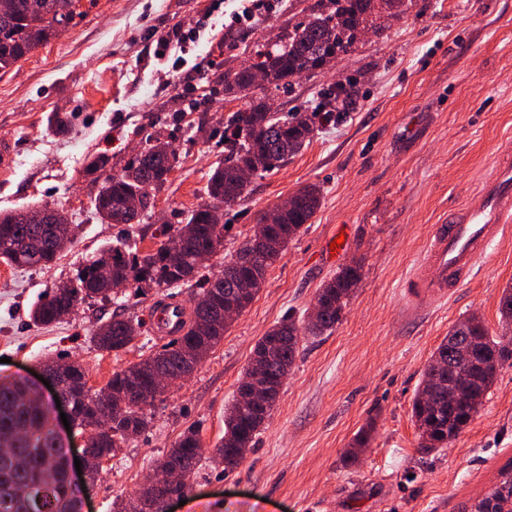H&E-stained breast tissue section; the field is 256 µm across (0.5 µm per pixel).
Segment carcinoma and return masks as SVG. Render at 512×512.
I'll return each instance as SVG.
<instances>
[{"mask_svg":"<svg viewBox=\"0 0 512 512\" xmlns=\"http://www.w3.org/2000/svg\"><path fill=\"white\" fill-rule=\"evenodd\" d=\"M11 9L0 13V72L11 68L36 48L57 37L82 12L63 11L62 0H41L38 8L32 0H10ZM412 0H325L294 24L284 39L256 52V60L234 71L224 73V96L240 101L224 127V162L209 177L207 201L190 211L186 223L176 229L163 224L156 231L165 240L151 251L141 253L129 240L118 241L102 255L87 261L68 283L55 289L30 310L36 323L48 325L72 314L80 305L100 299L111 300L120 308L128 306L133 297L154 288H197L193 298L203 299L208 318L203 326L194 328L191 314L180 321L182 333L159 349L141 355L139 361L112 373L101 388L87 385L86 370L79 362H56L64 390L73 401V430L80 433L101 459L117 455L134 438L149 427L151 410L159 395L150 392L154 376L166 371L173 376L185 372L188 363L200 365L209 353L224 340L227 325L220 315L224 308L244 310L255 294L243 295L238 279L224 274L205 276L199 271L197 256L202 251L213 255L224 247V209L244 198L248 183L239 180V162L247 161L253 175H261L288 157L299 153L309 141L319 115L330 121L346 111L351 90L336 88L334 100H343L339 108L327 101L329 110L317 108L310 114L291 119L278 116L253 97L252 69L264 72V83L273 88H286L297 70L316 68L329 54L350 52L369 19L383 12L401 13ZM178 157L172 145L161 138L147 137L146 146L129 159L120 171H107L110 158L97 154L88 162L85 173L101 187L93 200L96 214L103 224H141L154 207L153 191L162 186L176 167ZM136 195L140 207L130 210L129 197ZM292 209L280 215L266 228L271 247L256 251L245 241L226 267L236 268L246 279H265L269 268L280 258L288 242L308 223L321 205L320 189L311 184L295 194ZM32 211L16 209L0 213V260L29 267H47L71 242L67 224H35ZM361 280V265L352 262L336 277L320 288L317 298L323 302L321 319L307 323L303 330L319 336L339 323L350 293ZM124 283L133 289L119 293L116 285ZM503 328H512V286L504 288L499 302ZM142 319L124 312L99 325L93 341L103 351L118 353L135 346L143 338ZM296 322L286 317L274 325L258 341L250 367L237 388L234 402L224 414V437L215 448V458L224 470L236 468L253 446L265 421L277 402L274 393L264 404L242 400V393L254 374V366L263 369L275 380L288 376L300 339ZM505 336H492L482 322L466 318L456 323L432 354L422 382L416 392L412 416L418 428L421 447L430 452L445 448L473 420L477 411L458 408L448 411L447 392L443 387L432 390L431 377L436 364L445 360L452 364L461 351L470 346L489 357L478 371L477 380H467L463 387L473 389V397L484 399L505 365L512 366V351L504 345ZM370 428L361 429L346 450L343 461L354 463L356 449L367 447ZM10 449L0 456V512H80L81 493L67 479L68 461L58 434L51 427V411L25 380L0 383V447ZM201 442L196 428L183 431L159 461L157 468L179 467L191 475L201 460ZM41 487V501L27 489Z\"/></svg>","mask_w":512,"mask_h":512,"instance_id":"carcinoma-1","label":"carcinoma"}]
</instances>
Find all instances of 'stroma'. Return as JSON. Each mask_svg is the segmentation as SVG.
I'll return each mask as SVG.
<instances>
[{"instance_id":"35a3bbf8","label":"stroma","mask_w":512,"mask_h":512,"mask_svg":"<svg viewBox=\"0 0 512 512\" xmlns=\"http://www.w3.org/2000/svg\"><path fill=\"white\" fill-rule=\"evenodd\" d=\"M81 17L0 73V137L26 165L0 169V210L51 207L71 219L73 243L50 267L0 262V381L39 372L66 356L83 364L89 386L137 362L89 338L111 319L109 302L81 305L59 324L31 325V305L98 257L117 235L100 223V189L84 172L105 153L120 170L146 135L169 141L178 164L155 192L148 221L180 224L206 199L224 158L221 134L238 102L224 98V73L280 40L318 0H264L226 46L210 0H81ZM205 26L179 77L154 56L158 36ZM353 84L355 105L316 124L307 146L264 176L226 211L224 250L203 270L219 272L254 233L262 214L299 188L318 185L322 203L269 268L253 302L183 384L156 402L151 427L88 484L82 512H112L134 498L179 433L195 427L203 459L192 490L173 512H458L512 462V366L500 370L477 415L448 447L427 452L412 416L425 366L459 320L475 315L498 334L499 301L512 285V233L447 301L410 304L403 282L416 269L433 225L471 203L499 146L512 141V0H415L406 14L378 18L356 49L289 91L257 89L277 112H312L327 93ZM203 98L184 113L183 86ZM69 130L51 131V114ZM346 248L326 259V242ZM361 264L340 322L304 336L280 397L255 445L236 469L210 458L224 434V410L254 347L284 317L303 323L318 290L346 264ZM375 428L357 461L342 453L367 423Z\"/></svg>"}]
</instances>
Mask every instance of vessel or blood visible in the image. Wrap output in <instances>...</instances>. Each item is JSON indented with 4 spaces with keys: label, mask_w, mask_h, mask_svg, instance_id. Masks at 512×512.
<instances>
[{
    "label": "vessel or blood",
    "mask_w": 512,
    "mask_h": 512,
    "mask_svg": "<svg viewBox=\"0 0 512 512\" xmlns=\"http://www.w3.org/2000/svg\"><path fill=\"white\" fill-rule=\"evenodd\" d=\"M512 228V142L501 145L492 173L482 183L477 199L435 225L424 255L425 265L438 269L436 278L418 273L405 285L409 299L444 298L459 287L490 254L499 235ZM174 311L156 312L155 334L172 339L180 334Z\"/></svg>",
    "instance_id": "vessel-or-blood-1"
}]
</instances>
